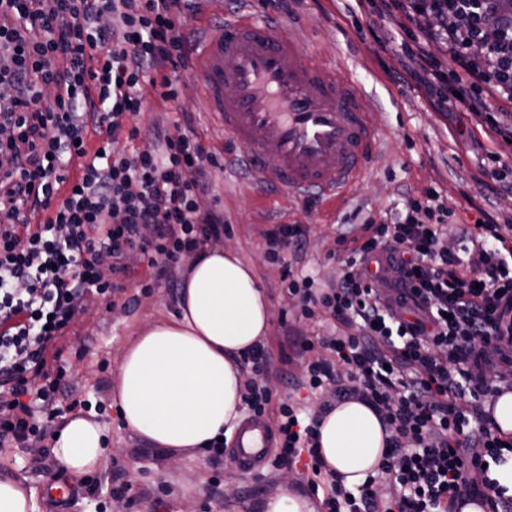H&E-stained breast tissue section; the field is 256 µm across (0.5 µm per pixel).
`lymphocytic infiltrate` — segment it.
<instances>
[{
	"label": "lymphocytic infiltrate",
	"instance_id": "1",
	"mask_svg": "<svg viewBox=\"0 0 512 512\" xmlns=\"http://www.w3.org/2000/svg\"><path fill=\"white\" fill-rule=\"evenodd\" d=\"M450 32L464 71L460 102L512 139V15L496 0H411ZM197 0H0V447L42 440L81 401H57L64 340L76 311L131 279L140 249L156 277L228 226L200 210L199 176L218 160L193 127H156L152 148L127 154L120 134L156 102L177 101L192 63L183 32ZM493 98H486L485 88ZM463 230L465 256L441 239L448 213L410 200L404 216L366 218L338 238L342 274L328 284L294 275L308 228L262 232L269 263L302 318L324 314L338 333L286 335L281 351L307 357L300 388L373 407L390 436L379 478L358 490L324 477L319 416L272 405L270 352L245 359L242 398L272 415L277 467L308 472L324 512H454L482 501L512 512L488 464L505 461L492 408L512 391V225L485 209ZM112 260L105 281L102 257Z\"/></svg>",
	"mask_w": 512,
	"mask_h": 512
}]
</instances>
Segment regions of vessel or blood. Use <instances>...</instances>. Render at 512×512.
Listing matches in <instances>:
<instances>
[{"mask_svg":"<svg viewBox=\"0 0 512 512\" xmlns=\"http://www.w3.org/2000/svg\"><path fill=\"white\" fill-rule=\"evenodd\" d=\"M244 3L196 47L206 111L259 183L340 200L377 152L370 102L335 67L316 61L297 33H284L270 17L256 20L254 0ZM277 446L274 426L249 416L225 458L255 476Z\"/></svg>","mask_w":512,"mask_h":512,"instance_id":"b4317fda","label":"vessel or blood"}]
</instances>
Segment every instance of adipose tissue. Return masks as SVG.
Instances as JSON below:
<instances>
[{"label": "adipose tissue", "mask_w": 512, "mask_h": 512, "mask_svg": "<svg viewBox=\"0 0 512 512\" xmlns=\"http://www.w3.org/2000/svg\"><path fill=\"white\" fill-rule=\"evenodd\" d=\"M271 318L250 266L234 249L206 247L183 282L178 315L152 324L122 351L112 401L124 426L177 454L230 436L241 416L239 358L262 341ZM387 437L370 407L338 403L319 428L327 471L346 487L362 485L377 470ZM108 451L104 429L84 415L72 417L53 445L59 466L75 475L98 470Z\"/></svg>", "instance_id": "1"}]
</instances>
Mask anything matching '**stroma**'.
Listing matches in <instances>:
<instances>
[{"instance_id": "1", "label": "stroma", "mask_w": 512, "mask_h": 512, "mask_svg": "<svg viewBox=\"0 0 512 512\" xmlns=\"http://www.w3.org/2000/svg\"><path fill=\"white\" fill-rule=\"evenodd\" d=\"M286 17L319 59L335 65L338 75L359 86L375 114L378 154L342 206L332 210L319 202L309 207L303 198L255 183L238 151L228 150L223 128L209 121L201 86L189 70L180 75L185 113L168 106L135 116L129 125L136 134L127 148L150 149L156 124L172 130L187 118L205 149L223 157V168L208 170L212 188L199 196V205L204 210L223 208L231 232L222 237V244L237 251L267 292L275 320L264 338L274 353L268 380L274 401L288 399L310 411L317 406L314 396L295 385L304 361L295 357L285 363L276 354L282 334L279 322L287 320L307 337L326 335L332 325L323 319L297 318V302L283 287L279 267L264 257L261 230L269 224L307 225L306 247L295 269L321 282L333 280L342 266L337 243L341 226L362 223L369 214L379 221L393 218L404 211L408 198L423 197L432 188L452 213L442 228L443 240L451 250L462 251L461 230L475 215L466 198L477 193L497 146L459 103L437 109L434 97L415 77L418 58L401 50L408 30L381 16L372 0H301L291 5ZM395 71L406 74V81L392 82ZM126 261L134 270L133 281L115 295L114 307L90 302L76 313L66 340L60 392L77 391L87 412L106 425L112 438L108 458L86 478L89 494L79 498L72 512H114L113 481L121 472L133 479L130 494L135 505L129 512H262L267 498L282 487L305 494L295 472L272 467L263 476H247L237 473L230 462L217 464L210 455L191 451L182 452L175 464L164 450L123 427L112 404L121 351L142 328L170 319L178 307L177 289L165 281H152V270L140 251L128 252ZM57 470L51 439L0 449V479L33 490L41 512H51L44 491Z\"/></svg>"}]
</instances>
